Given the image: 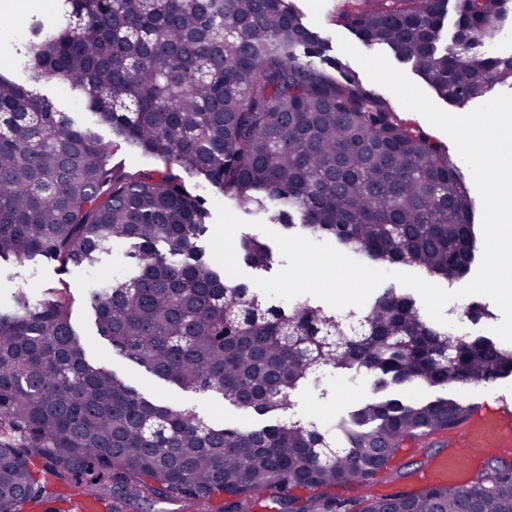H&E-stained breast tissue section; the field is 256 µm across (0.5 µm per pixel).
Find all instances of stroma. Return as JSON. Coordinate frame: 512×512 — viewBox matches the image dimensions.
<instances>
[{
	"label": "stroma",
	"instance_id": "obj_1",
	"mask_svg": "<svg viewBox=\"0 0 512 512\" xmlns=\"http://www.w3.org/2000/svg\"><path fill=\"white\" fill-rule=\"evenodd\" d=\"M304 15L305 23L315 29L331 46L332 56H340L339 38L349 37L350 32L336 17L349 8V0H295ZM40 94L48 97L60 111L66 112L80 126H95L104 139H111L107 126L96 125L95 118L86 109L81 97L62 84L38 85ZM136 248L130 242L114 243L111 251L102 254L91 271L63 268L58 262L37 257L24 262L0 261V309H7L11 296L17 290L32 292L41 298L64 294L69 298L71 322L83 336L87 354L95 364L111 370L127 384L145 396L173 408L196 413L217 424L242 429L264 423V416L238 409L217 395L185 392L159 379L144 368L126 359L97 332L96 316L88 301L89 293L108 281L119 269H134L132 259ZM375 374L360 373L325 374L318 382L299 388L291 398L286 417L313 422L325 429L345 417L361 400L375 394ZM412 453L391 463L387 475L381 476L378 486L385 492L414 490V474L426 456L442 447L440 434L422 435L410 440Z\"/></svg>",
	"mask_w": 512,
	"mask_h": 512
}]
</instances>
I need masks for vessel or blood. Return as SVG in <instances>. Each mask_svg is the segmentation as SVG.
I'll return each mask as SVG.
<instances>
[{"instance_id": "obj_1", "label": "vessel or blood", "mask_w": 512, "mask_h": 512, "mask_svg": "<svg viewBox=\"0 0 512 512\" xmlns=\"http://www.w3.org/2000/svg\"><path fill=\"white\" fill-rule=\"evenodd\" d=\"M512 453V409L480 405L448 439V446L433 455L417 482L429 486L459 487L473 478L474 465L489 455Z\"/></svg>"}]
</instances>
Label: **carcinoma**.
Wrapping results in <instances>:
<instances>
[{
	"mask_svg": "<svg viewBox=\"0 0 512 512\" xmlns=\"http://www.w3.org/2000/svg\"><path fill=\"white\" fill-rule=\"evenodd\" d=\"M60 9L57 26L31 24L17 63L35 82L80 91L112 139L0 75V259L82 268L133 242L138 270L91 294L99 335L183 391L259 415L288 409L325 369H366L379 389L388 378L453 388L512 375V347L432 327L392 286L348 322L221 277L197 246L209 218L202 195L169 173L112 166L114 147L128 143L267 224L463 279L474 204L448 152L329 55L293 0H61ZM511 11L512 0H454L451 51L440 48L448 0H379L340 22L464 106L512 86V54L489 48ZM241 247L248 266L270 268L267 243ZM68 308L19 292L0 311V416L29 435L25 448L0 442V512L68 503L82 484L120 490L108 512L150 494L224 495L238 512L257 496L288 512H512V469L498 456L456 489L366 501L338 493L375 485L403 441L457 428L470 406L455 396L371 398L326 431L289 419L215 427L93 365Z\"/></svg>",
	"mask_w": 512,
	"mask_h": 512,
	"instance_id": "1",
	"label": "carcinoma"
}]
</instances>
